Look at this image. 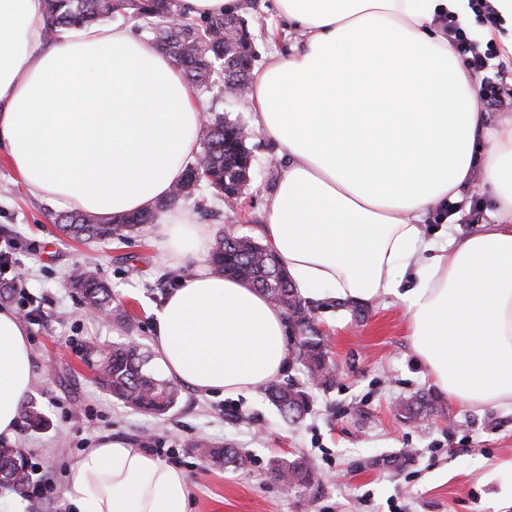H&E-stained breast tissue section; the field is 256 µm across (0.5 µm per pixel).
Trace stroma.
<instances>
[{"label": "stroma", "instance_id": "obj_1", "mask_svg": "<svg viewBox=\"0 0 512 512\" xmlns=\"http://www.w3.org/2000/svg\"><path fill=\"white\" fill-rule=\"evenodd\" d=\"M239 14L253 35L258 66L299 37L275 0H240ZM198 101L205 111L249 128L253 169L238 230L255 235L263 201L275 190L287 157L251 129L249 112L235 100L215 90ZM470 201L481 211L478 221L465 209L448 223L437 212L426 220L427 233L443 226L457 238L478 232L490 220L491 205L478 191ZM51 210L0 156V248L12 252L0 279L21 277L28 290L27 300L1 298L0 308L35 312L24 323L35 374L27 400L49 420L40 429L18 426L11 445L57 485L68 486L76 456L112 436L144 449H174L189 479L188 512H512L511 410L467 409L442 395L439 416L407 422L398 415V401L434 387L414 353L403 309L391 297L362 306L308 300L336 377L320 387L300 365L290 364L285 378L310 395L302 420H285L261 392L209 396L186 386L162 421L113 399L96 379L101 349L130 336L150 346L152 310L196 265L171 266L153 225H141L121 243L78 241L56 228ZM88 261L127 319L85 317L67 280ZM197 439L240 449L248 457L246 467L212 465L194 448ZM401 454L408 462L397 471L387 460ZM299 456L316 473L311 485L290 488L270 479L272 461Z\"/></svg>", "mask_w": 512, "mask_h": 512}]
</instances>
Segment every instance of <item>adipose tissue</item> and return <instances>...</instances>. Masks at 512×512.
<instances>
[{
	"mask_svg": "<svg viewBox=\"0 0 512 512\" xmlns=\"http://www.w3.org/2000/svg\"><path fill=\"white\" fill-rule=\"evenodd\" d=\"M302 41L250 81L254 126L287 155L259 234L301 294L396 299L420 364L450 401L512 408V113L482 112L444 27L468 0H277ZM42 0H0V148L35 196L99 216L155 210L170 265L197 262L152 312L161 369L247 396L290 363L284 314L203 267L211 230L160 209L198 150L203 112L172 59L101 23L55 40ZM480 188L491 223L428 238L431 211ZM34 382L21 319L0 310V437ZM78 512H187L184 472L106 438L72 465Z\"/></svg>",
	"mask_w": 512,
	"mask_h": 512,
	"instance_id": "adipose-tissue-1",
	"label": "adipose tissue"
}]
</instances>
